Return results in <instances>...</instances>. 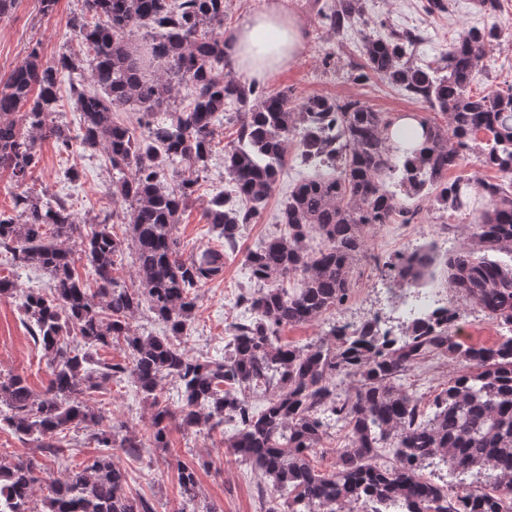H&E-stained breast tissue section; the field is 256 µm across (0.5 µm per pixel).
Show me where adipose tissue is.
Listing matches in <instances>:
<instances>
[{
    "mask_svg": "<svg viewBox=\"0 0 512 512\" xmlns=\"http://www.w3.org/2000/svg\"><path fill=\"white\" fill-rule=\"evenodd\" d=\"M230 39L232 70L248 81L290 62L302 48V28L295 17L271 6L245 19Z\"/></svg>",
    "mask_w": 512,
    "mask_h": 512,
    "instance_id": "adipose-tissue-1",
    "label": "adipose tissue"
}]
</instances>
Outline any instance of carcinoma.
<instances>
[{"instance_id": "1", "label": "carcinoma", "mask_w": 512, "mask_h": 512, "mask_svg": "<svg viewBox=\"0 0 512 512\" xmlns=\"http://www.w3.org/2000/svg\"><path fill=\"white\" fill-rule=\"evenodd\" d=\"M320 26L341 39L360 34L364 67L429 112L446 119L397 120L357 100L324 95L300 98L289 87L268 90L224 72L230 45L221 34L225 0H84L70 32L84 55L62 54L49 63L40 46L0 82V170L11 174L13 215L0 212V256L48 276L45 288H22L0 278V299L18 300L34 345L48 358L50 379L36 394L19 375L0 378V426L33 443L38 455L0 463V512H35V487L44 491L41 512H156L146 497L128 492L130 475L112 461V449L137 454L146 444L130 423L91 404V394L118 375L154 408L151 443L169 445L168 433L227 422L236 432L224 447L271 481L260 488L264 512H361L366 501L399 497L408 512H512V265L488 258L512 254V85L471 90L488 49L500 40L494 23L471 28L432 63H419L423 37L388 27L366 33L365 0H314ZM153 29L142 48L130 38ZM77 71L70 84L83 116L81 133L55 122L59 74ZM184 91L186 107L171 103ZM140 111L141 132L114 121L125 105ZM235 122L237 145L224 154V174L244 208L225 207L214 194L204 217L227 244L251 224L258 206L285 173L288 146L294 160L327 174L299 180L282 211L284 232L250 251L246 262L261 288L239 296L251 317L230 327L221 359L200 360L175 340L190 335L199 288L224 275V251L207 248L184 257L176 235L179 215L193 199L197 180L180 176L188 165L206 168L217 125ZM71 152L103 148L112 167L109 195L130 208V238L113 233L106 215L85 235L67 200L27 188L39 163V141ZM497 171L496 182L476 176L448 181V171L469 155ZM401 171L406 205L385 187ZM436 189L442 212L473 209L485 199L470 232L471 244L448 256L446 282L456 298L479 307L509 335L492 345L467 344L458 335V307L441 309L388 337L370 322L350 333L336 328L305 345L283 343L280 328L307 324L350 298L358 256L369 234L385 224H413L415 200ZM324 241H305L310 231ZM80 239L75 251L66 246ZM139 286L116 276L126 256ZM83 263L84 274L76 271ZM432 265L414 252L390 265L393 279L423 280ZM294 280L293 287L283 286ZM147 310L163 334L144 336L131 319ZM114 341L126 346L124 364L93 359ZM449 356L459 364L448 387L429 407L407 382L418 364ZM346 377L356 379L342 391ZM181 389V405L159 399L163 380ZM264 388L258 411L247 392ZM348 429L336 462L322 472L312 456L333 423ZM86 432L101 454L46 479L42 458L70 448L67 433ZM446 464L459 476H482L478 486L445 488L422 470ZM185 508L217 512L200 498L195 465L178 467Z\"/></svg>"}]
</instances>
